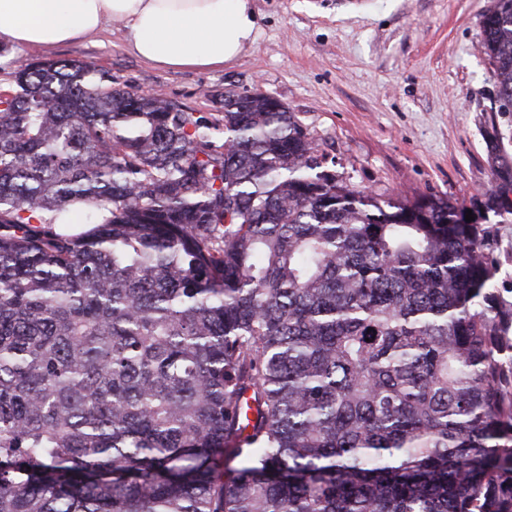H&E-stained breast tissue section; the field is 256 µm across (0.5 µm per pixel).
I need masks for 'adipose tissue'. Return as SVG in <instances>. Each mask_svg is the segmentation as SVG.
Returning <instances> with one entry per match:
<instances>
[{
  "label": "adipose tissue",
  "mask_w": 512,
  "mask_h": 512,
  "mask_svg": "<svg viewBox=\"0 0 512 512\" xmlns=\"http://www.w3.org/2000/svg\"><path fill=\"white\" fill-rule=\"evenodd\" d=\"M115 20L137 56L172 69L232 62L257 28L251 0H0V42L53 47Z\"/></svg>",
  "instance_id": "obj_1"
}]
</instances>
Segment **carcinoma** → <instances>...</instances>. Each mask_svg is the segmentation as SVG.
Here are the masks:
<instances>
[{
    "mask_svg": "<svg viewBox=\"0 0 512 512\" xmlns=\"http://www.w3.org/2000/svg\"><path fill=\"white\" fill-rule=\"evenodd\" d=\"M482 29L512 107V0ZM13 83L0 512H512L489 218L351 188L261 93L209 120L76 59Z\"/></svg>",
    "mask_w": 512,
    "mask_h": 512,
    "instance_id": "obj_1",
    "label": "carcinoma"
}]
</instances>
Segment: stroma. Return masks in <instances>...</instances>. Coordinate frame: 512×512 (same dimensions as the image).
I'll list each match as a JSON object with an SVG mask.
<instances>
[{"instance_id": "obj_1", "label": "stroma", "mask_w": 512, "mask_h": 512, "mask_svg": "<svg viewBox=\"0 0 512 512\" xmlns=\"http://www.w3.org/2000/svg\"><path fill=\"white\" fill-rule=\"evenodd\" d=\"M496 0H252L258 32L219 69L169 70L129 49L122 23L52 49L0 48V90L16 61L77 59L117 86L160 90L211 117L224 93L262 90L295 112L355 189L467 204L512 167V112L499 108L481 21Z\"/></svg>"}]
</instances>
